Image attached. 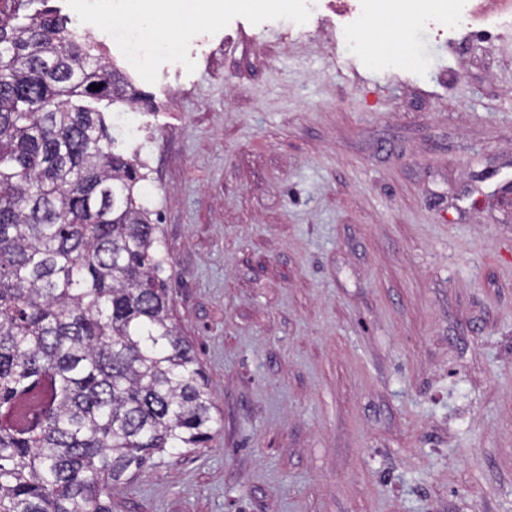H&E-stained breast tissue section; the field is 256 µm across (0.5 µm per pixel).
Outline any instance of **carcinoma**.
Segmentation results:
<instances>
[{
	"instance_id": "cac0c4a2",
	"label": "carcinoma",
	"mask_w": 512,
	"mask_h": 512,
	"mask_svg": "<svg viewBox=\"0 0 512 512\" xmlns=\"http://www.w3.org/2000/svg\"><path fill=\"white\" fill-rule=\"evenodd\" d=\"M38 2L0 0V512H112L218 419L106 112L141 97Z\"/></svg>"
}]
</instances>
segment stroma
Masks as SVG:
<instances>
[{
    "label": "stroma",
    "instance_id": "stroma-1",
    "mask_svg": "<svg viewBox=\"0 0 512 512\" xmlns=\"http://www.w3.org/2000/svg\"><path fill=\"white\" fill-rule=\"evenodd\" d=\"M462 3L176 10L120 149L220 424L112 512H512V7Z\"/></svg>",
    "mask_w": 512,
    "mask_h": 512
}]
</instances>
